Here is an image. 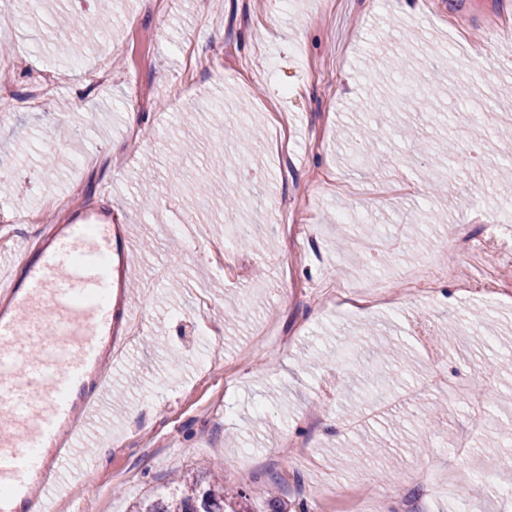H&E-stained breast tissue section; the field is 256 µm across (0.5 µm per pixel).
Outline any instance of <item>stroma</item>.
Segmentation results:
<instances>
[{
    "label": "stroma",
    "instance_id": "obj_1",
    "mask_svg": "<svg viewBox=\"0 0 512 512\" xmlns=\"http://www.w3.org/2000/svg\"><path fill=\"white\" fill-rule=\"evenodd\" d=\"M68 10L98 0L37 17L0 0V253L98 210L115 320L141 325L68 512H130L190 469L252 512H512V305L475 292L490 277L512 294V0H114L110 39L72 58L56 50ZM427 83V111L389 107ZM452 224L507 254L460 257ZM368 328L413 373L354 351ZM421 427L426 451L400 446ZM367 435L387 455L347 468Z\"/></svg>",
    "mask_w": 512,
    "mask_h": 512
}]
</instances>
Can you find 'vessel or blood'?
Listing matches in <instances>:
<instances>
[{
	"label": "vessel or blood",
	"mask_w": 512,
	"mask_h": 512,
	"mask_svg": "<svg viewBox=\"0 0 512 512\" xmlns=\"http://www.w3.org/2000/svg\"><path fill=\"white\" fill-rule=\"evenodd\" d=\"M25 276L0 278V512H52L59 474L101 406L115 355L112 227L67 224Z\"/></svg>",
	"instance_id": "1"
}]
</instances>
